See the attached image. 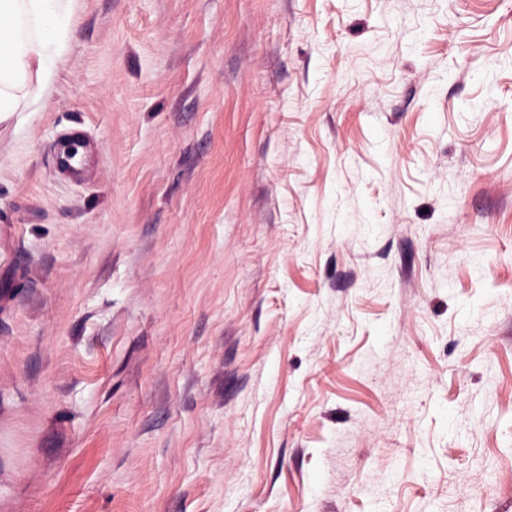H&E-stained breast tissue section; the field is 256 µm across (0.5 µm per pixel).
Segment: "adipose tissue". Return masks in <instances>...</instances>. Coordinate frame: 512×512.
<instances>
[{"mask_svg": "<svg viewBox=\"0 0 512 512\" xmlns=\"http://www.w3.org/2000/svg\"><path fill=\"white\" fill-rule=\"evenodd\" d=\"M72 0H0V123L41 111L68 47Z\"/></svg>", "mask_w": 512, "mask_h": 512, "instance_id": "ef3b65f1", "label": "adipose tissue"}]
</instances>
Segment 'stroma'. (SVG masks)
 Segmentation results:
<instances>
[{
  "label": "stroma",
  "mask_w": 512,
  "mask_h": 512,
  "mask_svg": "<svg viewBox=\"0 0 512 512\" xmlns=\"http://www.w3.org/2000/svg\"><path fill=\"white\" fill-rule=\"evenodd\" d=\"M67 27L0 124V512H512V0ZM79 147L85 150L82 134L79 131L71 132L62 140V148L54 155V165L60 172L72 176L80 173L84 153L79 152Z\"/></svg>",
  "instance_id": "35a3bbf8"
}]
</instances>
